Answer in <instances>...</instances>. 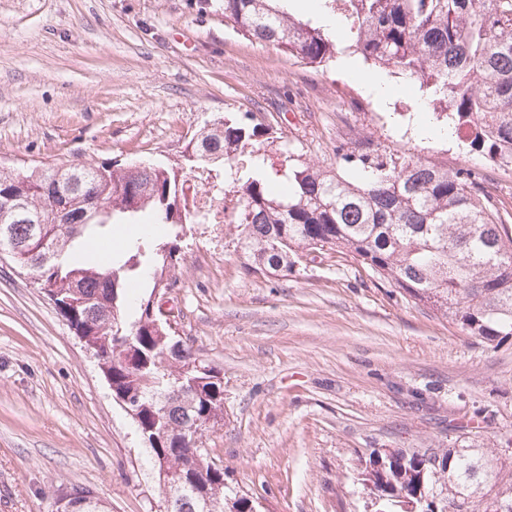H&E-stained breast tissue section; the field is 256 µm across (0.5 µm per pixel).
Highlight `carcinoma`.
<instances>
[{"label":"carcinoma","mask_w":512,"mask_h":512,"mask_svg":"<svg viewBox=\"0 0 512 512\" xmlns=\"http://www.w3.org/2000/svg\"><path fill=\"white\" fill-rule=\"evenodd\" d=\"M345 33L340 43L320 25L276 6V0H223L224 25L317 67L342 53L374 69L419 81L440 130L498 165L512 164V0H319ZM196 168L228 165L237 205L235 250L248 274L284 276L332 254L349 257L400 298L448 320L484 343L512 336V212L484 171L436 162L411 150L395 153L369 139L336 146V172L288 152V171L263 170L261 148L276 130L252 112L209 121L194 131ZM79 175L103 207L98 215ZM187 174L162 165L65 164L15 172L0 166V253L36 275L78 336L95 346L115 391L140 400L141 431L157 437L154 459L169 471L199 476L203 493H186L173 512H222L224 466L203 436L224 423V386L172 396L196 356L184 342L171 353L170 318L147 303L162 301L176 280L189 207ZM57 195L79 224L49 210ZM107 224H161L157 237L128 236L108 263L75 251L76 240ZM150 293L127 320L132 284ZM131 337L140 361L113 362L112 336ZM383 512H512V465L475 448L373 451L361 472ZM58 512H109L95 493L72 485Z\"/></svg>","instance_id":"1"}]
</instances>
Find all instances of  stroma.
<instances>
[{
	"instance_id": "1",
	"label": "stroma",
	"mask_w": 512,
	"mask_h": 512,
	"mask_svg": "<svg viewBox=\"0 0 512 512\" xmlns=\"http://www.w3.org/2000/svg\"><path fill=\"white\" fill-rule=\"evenodd\" d=\"M220 0H0V161L181 166L204 121L261 113L263 146L336 167L369 139L456 166L481 163L434 130L419 83L368 66L305 64L225 27ZM232 224H191L170 304L224 376L205 446L260 512H365L362 460L393 448L512 457V337L489 345L335 257L256 278ZM89 487L110 512H164L134 421L52 302L0 257V512H57Z\"/></svg>"
}]
</instances>
